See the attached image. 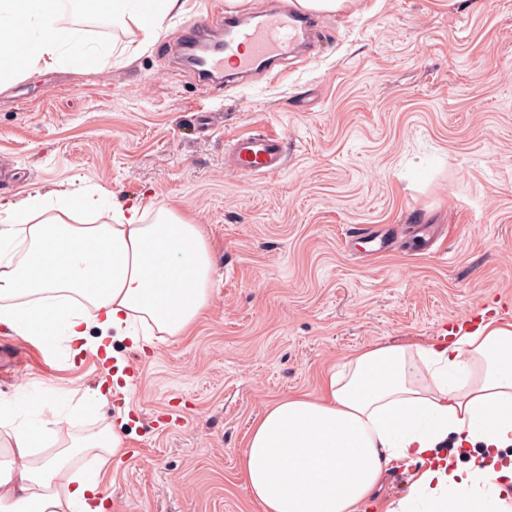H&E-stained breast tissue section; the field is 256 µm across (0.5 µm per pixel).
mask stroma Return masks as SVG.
<instances>
[{"label": "stroma", "instance_id": "1", "mask_svg": "<svg viewBox=\"0 0 512 512\" xmlns=\"http://www.w3.org/2000/svg\"><path fill=\"white\" fill-rule=\"evenodd\" d=\"M186 12L135 61L113 20L87 37L101 66H70L0 90V196L96 185L122 205L166 206L200 225L209 303L188 335L145 349L117 339L125 382L92 352L43 366L0 325V404L89 401L45 454L113 425L121 460L93 455L114 512H261L240 473L252 423L314 396L357 351L425 343L479 309L512 321V0H355L318 14L310 57L275 80L203 84L183 62ZM270 129L284 170L228 168L233 139ZM389 228L386 250L363 232ZM103 393L95 401V393Z\"/></svg>", "mask_w": 512, "mask_h": 512}]
</instances>
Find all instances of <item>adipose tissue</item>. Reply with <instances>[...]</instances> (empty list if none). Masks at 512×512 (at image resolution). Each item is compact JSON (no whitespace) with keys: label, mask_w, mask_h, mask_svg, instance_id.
<instances>
[{"label":"adipose tissue","mask_w":512,"mask_h":512,"mask_svg":"<svg viewBox=\"0 0 512 512\" xmlns=\"http://www.w3.org/2000/svg\"><path fill=\"white\" fill-rule=\"evenodd\" d=\"M83 5L133 27L142 48L186 11V0H0V89L20 74L95 66L101 50L63 24ZM91 208L104 223H78ZM211 277L200 228L169 208L149 222L98 187L0 197V325L23 338L62 336L79 354L113 334L137 348L179 336L206 308ZM13 414L0 410V512H105L99 477L62 473L78 448L120 458L123 437L109 429L38 459L44 421ZM395 461L415 479L385 512H512V322L358 351L317 397L280 399L255 420L240 467L261 512H363Z\"/></svg>","instance_id":"1"}]
</instances>
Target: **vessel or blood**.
Wrapping results in <instances>:
<instances>
[{
	"label": "vessel or blood",
	"instance_id": "obj_1",
	"mask_svg": "<svg viewBox=\"0 0 512 512\" xmlns=\"http://www.w3.org/2000/svg\"><path fill=\"white\" fill-rule=\"evenodd\" d=\"M224 24L226 35L202 60L207 79H239L254 72L272 73L274 61L287 54L312 27L310 15L284 6L263 14L257 22L225 21L221 0H211L205 15L195 19V29ZM288 143L282 134L264 131L236 138L227 151V163L238 173L260 176L283 170Z\"/></svg>",
	"mask_w": 512,
	"mask_h": 512
}]
</instances>
